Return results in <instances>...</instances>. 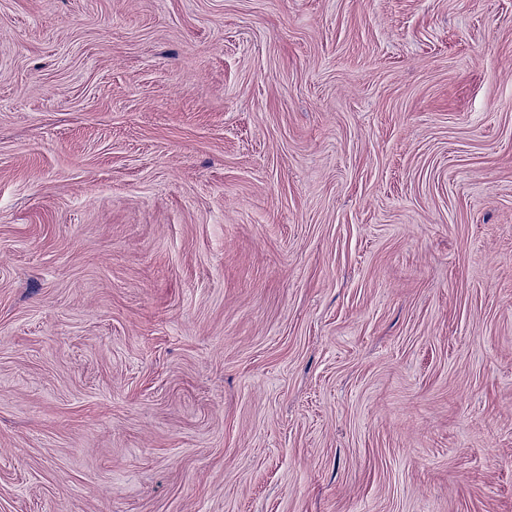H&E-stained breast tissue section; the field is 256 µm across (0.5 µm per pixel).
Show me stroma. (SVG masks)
<instances>
[{"instance_id":"obj_1","label":"stroma","mask_w":512,"mask_h":512,"mask_svg":"<svg viewBox=\"0 0 512 512\" xmlns=\"http://www.w3.org/2000/svg\"><path fill=\"white\" fill-rule=\"evenodd\" d=\"M0 512H512V0H0Z\"/></svg>"}]
</instances>
